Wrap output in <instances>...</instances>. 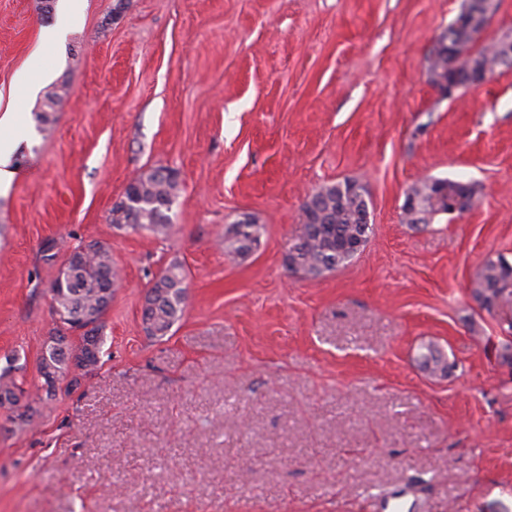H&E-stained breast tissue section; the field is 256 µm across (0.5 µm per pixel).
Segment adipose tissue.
Instances as JSON below:
<instances>
[{"instance_id": "adipose-tissue-1", "label": "adipose tissue", "mask_w": 512, "mask_h": 512, "mask_svg": "<svg viewBox=\"0 0 512 512\" xmlns=\"http://www.w3.org/2000/svg\"><path fill=\"white\" fill-rule=\"evenodd\" d=\"M51 72L22 70L14 78V102L0 115V186H8L16 177L9 165V157L19 141L24 139L26 128L19 115V105L27 101L37 89L49 81Z\"/></svg>"}]
</instances>
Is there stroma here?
<instances>
[{"label":"stroma","instance_id":"35a3bbf8","mask_svg":"<svg viewBox=\"0 0 512 512\" xmlns=\"http://www.w3.org/2000/svg\"><path fill=\"white\" fill-rule=\"evenodd\" d=\"M463 0H83L54 58L34 55L39 0H0V113L18 70L67 94L0 189V368L30 395L0 407V512H512V329L470 282L512 262V69L450 98L428 55ZM178 173L166 237L116 228L129 183ZM474 185L471 208L402 221L410 186ZM352 180L363 250L293 273L301 206ZM264 227L243 261L230 224ZM98 243L119 286L103 353L39 392L55 327L46 238ZM182 264L168 336L142 319ZM436 344L452 368L420 365ZM185 279L179 263H171L155 278L143 309V320L151 336L168 335L181 319L186 306Z\"/></svg>","mask_w":512,"mask_h":512}]
</instances>
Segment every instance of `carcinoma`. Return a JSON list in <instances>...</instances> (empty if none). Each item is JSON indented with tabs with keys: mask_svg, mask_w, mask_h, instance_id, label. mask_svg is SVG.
Here are the masks:
<instances>
[{
	"mask_svg": "<svg viewBox=\"0 0 512 512\" xmlns=\"http://www.w3.org/2000/svg\"><path fill=\"white\" fill-rule=\"evenodd\" d=\"M480 30L471 26L469 8H464L456 20L439 37L429 56L428 71H446V76L462 87L475 84L476 73L469 71L470 64H479L492 70L501 67L498 61V45L493 44L479 51H472ZM449 187L462 198L473 197L472 189L460 182L448 179L426 180L411 187L419 195L417 219L404 215L408 224H424L426 216L436 212H448L447 196L440 195L443 187ZM179 183L175 171L158 167L130 183L122 201L112 208V224L118 228L147 230L164 238L171 224L169 212L178 196ZM369 204L362 188L345 181L328 185L307 197L301 207L304 233L288 254V268L309 276H319L326 271L349 262L359 250L353 246L365 245L372 227L365 217ZM229 254L245 258L259 242V228L245 217L228 230ZM65 269L51 284L55 308L66 316L80 320L95 318L87 343L92 346L88 365L92 370L101 359L103 338L100 336V320L112 299V257L108 250L97 243L75 247L63 262ZM186 274L179 263L168 265L154 280L146 297L143 320L150 335H168L178 322L186 306ZM474 298L481 307L493 311L512 304V267L503 259L486 258L471 283ZM421 364L432 370L445 371L449 365L442 353L434 346L426 347ZM10 370L0 373V391L24 395V382L9 377Z\"/></svg>",
	"mask_w": 512,
	"mask_h": 512,
	"instance_id": "carcinoma-1",
	"label": "carcinoma"
}]
</instances>
